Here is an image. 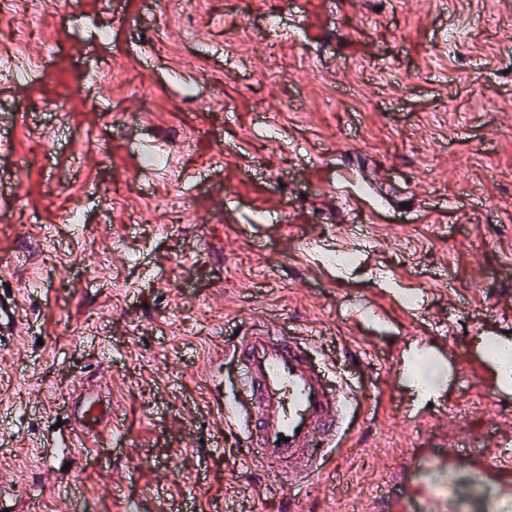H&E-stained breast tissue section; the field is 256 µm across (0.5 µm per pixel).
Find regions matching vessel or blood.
I'll return each instance as SVG.
<instances>
[{
    "mask_svg": "<svg viewBox=\"0 0 512 512\" xmlns=\"http://www.w3.org/2000/svg\"><path fill=\"white\" fill-rule=\"evenodd\" d=\"M232 353L241 365L243 402L227 406L224 420L248 436L244 461L287 491L289 512H302L304 483L347 426L349 394L288 336L251 330L239 336ZM72 406V436L60 450L74 456L88 427L107 410L85 398ZM462 469L473 482L494 486L497 512H512V430L497 431L487 446L469 447L459 436L452 447L411 452L406 468L378 485L373 512H453L455 475Z\"/></svg>",
    "mask_w": 512,
    "mask_h": 512,
    "instance_id": "1",
    "label": "vessel or blood"
}]
</instances>
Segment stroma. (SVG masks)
I'll return each instance as SVG.
<instances>
[{"instance_id":"obj_1","label":"stroma","mask_w":512,"mask_h":512,"mask_svg":"<svg viewBox=\"0 0 512 512\" xmlns=\"http://www.w3.org/2000/svg\"><path fill=\"white\" fill-rule=\"evenodd\" d=\"M73 3L0 21V512H283L224 424L225 348L253 326L355 377L308 512H369L449 433L491 444L512 420L488 352L512 347V0ZM89 383L112 419L72 460Z\"/></svg>"}]
</instances>
